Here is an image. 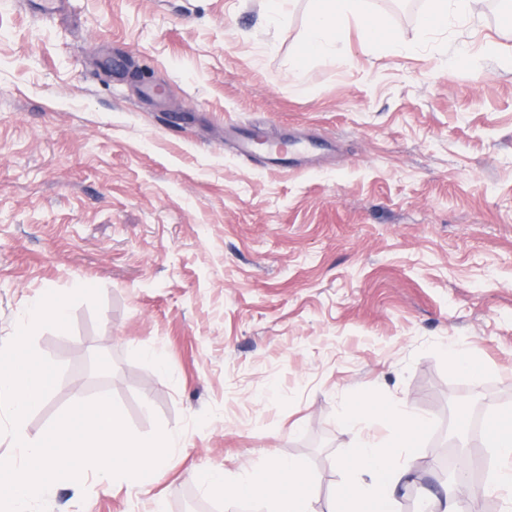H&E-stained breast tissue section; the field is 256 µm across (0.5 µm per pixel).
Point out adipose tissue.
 Listing matches in <instances>:
<instances>
[{"label": "adipose tissue", "mask_w": 512, "mask_h": 512, "mask_svg": "<svg viewBox=\"0 0 512 512\" xmlns=\"http://www.w3.org/2000/svg\"><path fill=\"white\" fill-rule=\"evenodd\" d=\"M360 22L366 47L391 41L392 35L381 15L371 13L369 0H313L310 20L301 42L300 59H326L336 53L338 30L344 18ZM391 449L361 443L342 466L365 475V483L337 484L334 500L340 512H398L395 492L406 476L405 467L393 465ZM204 490L219 495L227 505L269 497L271 512H315L307 478L290 460L275 459L253 468L241 480L229 484L219 469H195L189 474Z\"/></svg>", "instance_id": "1"}]
</instances>
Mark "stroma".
Here are the masks:
<instances>
[{
  "label": "stroma",
  "instance_id": "1",
  "mask_svg": "<svg viewBox=\"0 0 512 512\" xmlns=\"http://www.w3.org/2000/svg\"><path fill=\"white\" fill-rule=\"evenodd\" d=\"M310 5L274 25L265 0H71L52 18L0 0V345L45 293L102 294L35 333L62 371L26 431L109 394L134 435L175 438L147 493L88 474L48 512H223L190 471L232 482L275 456L334 512L358 439L395 441L367 386L427 420L396 490L409 512L442 483L459 405L512 417V11L484 0L428 31L426 0H374L394 41L366 51L345 19L295 81ZM242 139L288 141L299 165ZM354 410L359 434L340 433ZM466 443L468 512H512V490H483L512 459ZM448 361L453 366L467 371L475 380H479L482 377V365L464 351L454 347H448Z\"/></svg>",
  "mask_w": 512,
  "mask_h": 512
}]
</instances>
